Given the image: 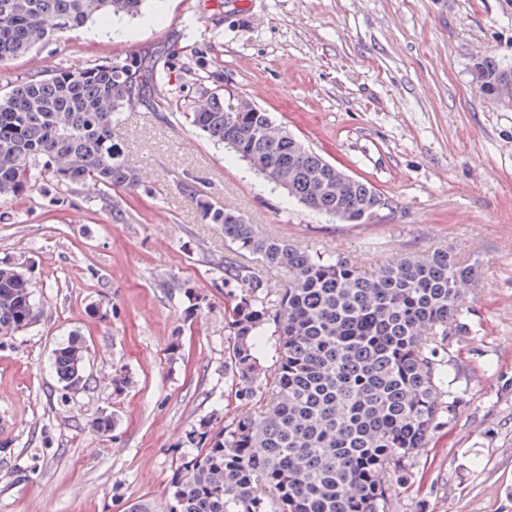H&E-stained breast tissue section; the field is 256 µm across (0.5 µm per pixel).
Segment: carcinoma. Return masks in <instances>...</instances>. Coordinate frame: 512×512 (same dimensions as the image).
Wrapping results in <instances>:
<instances>
[{"label": "carcinoma", "instance_id": "1", "mask_svg": "<svg viewBox=\"0 0 512 512\" xmlns=\"http://www.w3.org/2000/svg\"><path fill=\"white\" fill-rule=\"evenodd\" d=\"M150 0H0V61L28 53L95 19L141 17ZM162 50L141 47L112 63L35 72L0 95V201L32 190L37 176L104 191L140 184L112 135L122 113L152 102ZM480 94L512 106V63L477 59ZM235 97L214 91L203 108L183 113L209 139L251 159L286 185L289 197L344 224H366L389 207L368 183L342 172L275 127L260 108L235 112ZM208 224L239 252L260 256L287 285L275 302L254 268L230 263L224 281L240 295L227 328V370L238 399L256 415L224 429L203 424L200 448L180 457L162 510L147 502L128 512H385L388 476L406 468L442 410L436 349L461 316L472 268L446 249L366 273L338 256L301 251L259 234L233 211L192 196ZM32 278L19 263H0V337L37 322ZM276 337L277 375L261 378L257 337ZM87 347L77 336L52 353L56 382L72 395L90 383Z\"/></svg>", "mask_w": 512, "mask_h": 512}]
</instances>
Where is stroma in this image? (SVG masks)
<instances>
[{
	"mask_svg": "<svg viewBox=\"0 0 512 512\" xmlns=\"http://www.w3.org/2000/svg\"><path fill=\"white\" fill-rule=\"evenodd\" d=\"M166 50L154 89L116 128L131 190L32 191L0 206V261L30 266L40 320L0 338V512H126L169 497L201 421L255 413L224 372L238 254L191 193L263 235L365 270L439 248L475 270L459 324L437 349L445 406L425 448L392 478L386 512H512V107L484 99L474 64L512 62V0H151L144 16L93 21L0 62L20 77ZM221 89L269 112L306 146L390 200L343 224L289 200L184 122ZM196 295L189 311L188 295ZM79 333L89 388L50 373ZM124 380L114 393L113 377ZM114 425L104 436L87 423Z\"/></svg>",
	"mask_w": 512,
	"mask_h": 512,
	"instance_id": "35a3bbf8",
	"label": "stroma"
}]
</instances>
